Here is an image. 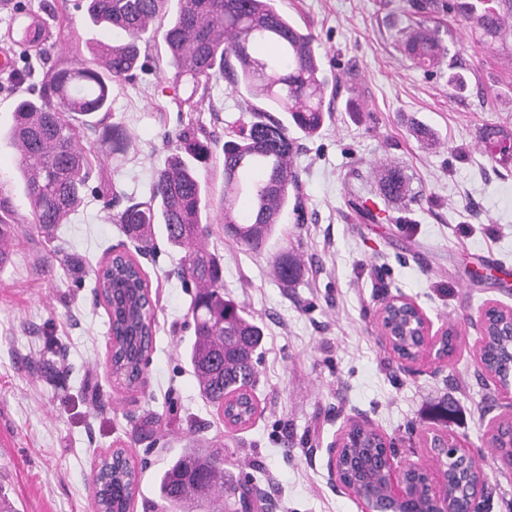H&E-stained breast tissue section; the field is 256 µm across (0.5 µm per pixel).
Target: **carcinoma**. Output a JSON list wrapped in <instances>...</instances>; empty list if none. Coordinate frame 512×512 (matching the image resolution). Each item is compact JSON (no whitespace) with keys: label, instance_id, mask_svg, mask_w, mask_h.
<instances>
[{"label":"carcinoma","instance_id":"carcinoma-1","mask_svg":"<svg viewBox=\"0 0 512 512\" xmlns=\"http://www.w3.org/2000/svg\"><path fill=\"white\" fill-rule=\"evenodd\" d=\"M413 14L435 9L458 13L472 24L481 43H492L507 33L512 18V0H407ZM87 12L95 24L125 36L121 44L99 42L93 61L79 67L60 55L37 87L15 101L13 125L8 136L20 155L19 170L35 229L51 236L56 227L69 222L82 200L95 170L92 147L83 145L85 131L102 128L112 133V153L129 147L118 124L108 125L112 85L128 80L137 67L141 48L153 46L161 34L173 83L184 84L188 96L182 103L195 107L208 96L210 82L223 80L267 106H249V120L230 125L232 139L224 142V197L220 210L224 236L249 251L257 252L276 233L282 212L294 200L301 208L298 174L292 166L296 141L289 136L293 126L303 136L318 134L331 104L326 102L328 80L308 29L289 20L277 0H88ZM171 15L167 26H153L160 16ZM12 22L3 40L20 49L22 66L14 80L29 81V65L46 57L53 38L47 20L23 0L11 9ZM399 47L412 63L427 71L441 65L450 53L439 33L420 26L398 37ZM282 112L280 120L272 112ZM486 149L499 159L512 154L498 145L512 135L497 126H487L481 136ZM172 148L164 167L156 172L146 200L132 203L117 213L115 223L126 235L152 248L155 225L164 226L167 241L186 251L182 278L193 284L191 305L194 342L189 361L201 396L224 416L246 424L253 411V391L258 372L253 355L261 345L263 331L235 301L224 297L223 267L218 255L201 242L200 226L210 200L193 162L210 153V139L202 128L188 127L169 140ZM255 179L248 189L247 216L238 211L242 177ZM406 181L396 167L380 182V195L387 201L405 197ZM0 246L11 245L15 228L8 209L0 207ZM301 271L300 262L284 253L275 262L278 280L290 286ZM95 273L96 291L108 299L109 288L119 280L146 281L140 264L127 254H117L100 264ZM139 332L145 350L151 349L152 305L142 296L138 306ZM115 373L125 385H138L136 361L122 349L110 358ZM220 448H190L171 460L160 474L158 494L171 512H195L213 503V496L232 490L224 472ZM110 474L111 487L96 491L100 512H126L138 487V473L131 464L110 471L102 459L101 474Z\"/></svg>","mask_w":512,"mask_h":512}]
</instances>
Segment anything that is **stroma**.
Here are the masks:
<instances>
[{
    "label": "stroma",
    "mask_w": 512,
    "mask_h": 512,
    "mask_svg": "<svg viewBox=\"0 0 512 512\" xmlns=\"http://www.w3.org/2000/svg\"><path fill=\"white\" fill-rule=\"evenodd\" d=\"M53 15L54 38L68 55L89 58L99 42L122 34L91 22L77 0H29ZM315 37L337 94L319 135L296 138V167L306 219L285 211L257 253L224 236L225 132L247 101L226 82L191 111L184 87L162 71L136 72L112 95L111 122L130 138L126 154L90 135L108 194L85 193L69 223L47 239L31 223L7 131L20 91L0 73V199L16 219L9 261L0 266V512H91V478L101 454L125 449L141 475L133 512H164L157 478L194 445L221 442L232 482L262 489L273 512H359L336 487L327 450L356 418L395 444L401 463L432 465L424 437L447 430L464 440L497 489L484 512H512V471L498 468L488 422L503 414L493 387L480 380L471 322L490 302L512 306V162L485 152L489 125L512 133V38L481 45L456 14L430 24L457 52L455 64L431 72L394 41L409 23L404 0H280ZM434 134L420 142L416 124ZM213 137L196 170L212 206L205 242L224 268V294L263 330L254 359L258 411L232 430L199 394L185 353L194 340V288L177 275L184 261L163 232L153 251L113 220L144 200L170 148L187 126ZM402 168L408 194L385 201L387 165ZM380 211L362 223L352 205ZM135 257L156 301L155 340L145 384L131 391L115 377L107 353L108 315L95 299V266L109 251ZM301 262L295 286L272 274L280 252ZM415 301L434 328L456 326L461 347L442 368H398L377 310L384 298ZM448 406V418L436 411Z\"/></svg>",
    "instance_id": "stroma-1"
}]
</instances>
